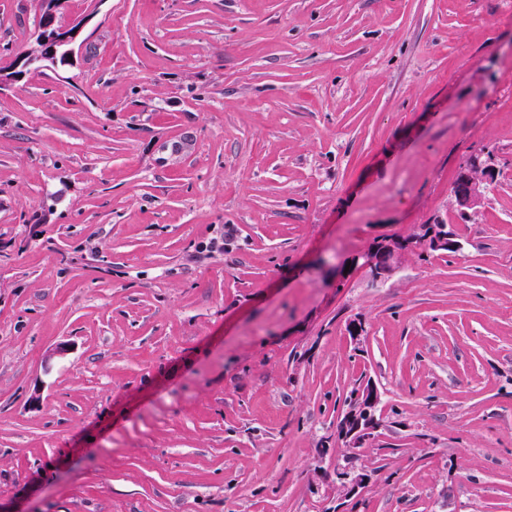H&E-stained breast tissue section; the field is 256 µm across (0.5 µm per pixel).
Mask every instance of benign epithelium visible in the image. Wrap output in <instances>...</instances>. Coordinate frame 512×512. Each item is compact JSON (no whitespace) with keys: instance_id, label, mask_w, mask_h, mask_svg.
I'll use <instances>...</instances> for the list:
<instances>
[{"instance_id":"obj_1","label":"benign epithelium","mask_w":512,"mask_h":512,"mask_svg":"<svg viewBox=\"0 0 512 512\" xmlns=\"http://www.w3.org/2000/svg\"><path fill=\"white\" fill-rule=\"evenodd\" d=\"M66 0H37L38 25L36 47L19 53L12 68L0 69V86L19 78L27 69H53L71 63L75 44L83 25L81 19H71L64 12ZM496 167L478 157L470 160L459 173V186L452 191V208L461 216H469L477 211L484 199V184L495 180ZM420 238L425 244L424 254L434 251L453 250L457 242L452 233V225L434 222L420 226ZM413 242L406 239L388 240L375 243L367 251L354 256L351 264L365 269L374 283L385 280L398 259L412 251ZM380 398L372 383L362 385L338 421L337 437L348 448H361L374 437L378 429L376 415ZM336 480L346 491L347 496L356 494L365 476H351L349 467L336 469Z\"/></svg>"}]
</instances>
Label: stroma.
I'll list each match as a JSON object with an SVG mask.
<instances>
[{"label": "stroma", "instance_id": "obj_1", "mask_svg": "<svg viewBox=\"0 0 512 512\" xmlns=\"http://www.w3.org/2000/svg\"><path fill=\"white\" fill-rule=\"evenodd\" d=\"M68 8L73 64L0 88V512H338L348 462L360 512H512V0ZM497 176L496 167L474 157L459 173V186L452 191V208L461 216H470L481 206L484 199V184ZM419 229L420 238L425 244V255L434 251L453 250L457 247L451 224L433 222L422 224ZM412 249L413 242L410 239L381 241L354 256L350 262L353 266L365 269L373 283H379L385 280L398 259ZM356 391L357 388L350 392L345 403L352 401ZM379 402L377 389L372 382H366L358 389L353 404L347 407L336 425L337 437L346 447L361 448L374 437L379 428L376 415Z\"/></svg>", "mask_w": 512, "mask_h": 512}]
</instances>
